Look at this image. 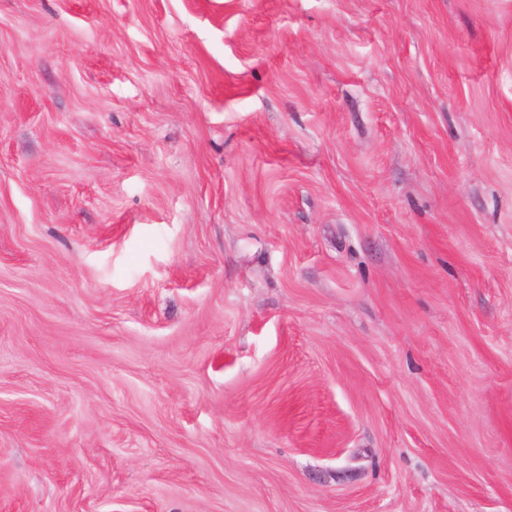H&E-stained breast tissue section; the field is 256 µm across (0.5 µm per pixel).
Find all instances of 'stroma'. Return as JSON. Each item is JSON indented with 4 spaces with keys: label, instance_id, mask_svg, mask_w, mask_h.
<instances>
[{
    "label": "stroma",
    "instance_id": "stroma-1",
    "mask_svg": "<svg viewBox=\"0 0 512 512\" xmlns=\"http://www.w3.org/2000/svg\"><path fill=\"white\" fill-rule=\"evenodd\" d=\"M0 512H512V0H0Z\"/></svg>",
    "mask_w": 512,
    "mask_h": 512
}]
</instances>
